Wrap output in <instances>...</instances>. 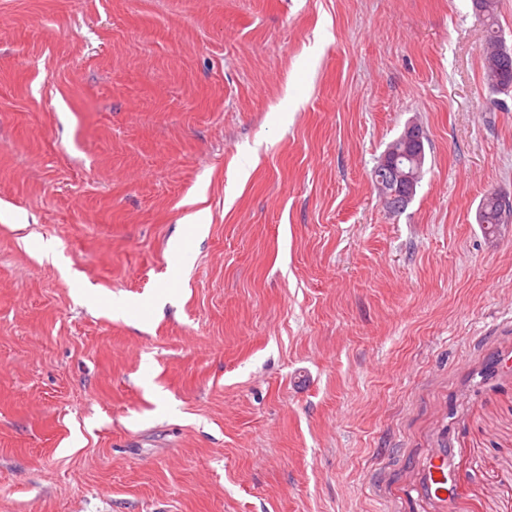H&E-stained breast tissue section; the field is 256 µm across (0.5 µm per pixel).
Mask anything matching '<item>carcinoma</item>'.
Returning a JSON list of instances; mask_svg holds the SVG:
<instances>
[{
  "instance_id": "1",
  "label": "carcinoma",
  "mask_w": 512,
  "mask_h": 512,
  "mask_svg": "<svg viewBox=\"0 0 512 512\" xmlns=\"http://www.w3.org/2000/svg\"><path fill=\"white\" fill-rule=\"evenodd\" d=\"M475 14L486 22L488 36L483 48L484 79L489 89L495 94L507 95L512 92V50L506 45L502 35L494 30L498 10V0H472ZM502 206L494 193L482 199L477 221L482 224L484 232L492 234L497 224L502 222Z\"/></svg>"
}]
</instances>
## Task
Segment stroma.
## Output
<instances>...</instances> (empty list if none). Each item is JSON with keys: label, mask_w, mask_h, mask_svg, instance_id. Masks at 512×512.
<instances>
[{"label": "stroma", "mask_w": 512, "mask_h": 512, "mask_svg": "<svg viewBox=\"0 0 512 512\" xmlns=\"http://www.w3.org/2000/svg\"><path fill=\"white\" fill-rule=\"evenodd\" d=\"M485 38L472 0H0V512H512ZM404 137L410 146L415 147V154L413 157L408 152H405V155L412 159V161L417 160L420 156L418 147H422L423 133L421 126L415 121L409 122L406 127L405 136L400 134L396 139L389 143L386 150H389L391 154L395 153L396 151H407ZM377 175L378 179L384 182L379 186L382 191V201L386 208L394 211L399 205L398 199H408L414 194L420 178V170L414 167H410L408 171L403 170L398 166L397 158L391 159L390 154L387 153L374 170V176ZM502 206L494 193H488L482 199L478 213V224H482L486 234L495 233L498 225L502 224L501 218ZM422 468L427 472L426 492L431 497L446 501L448 492V456L443 448H437L423 461Z\"/></svg>", "instance_id": "35a3bbf8"}]
</instances>
